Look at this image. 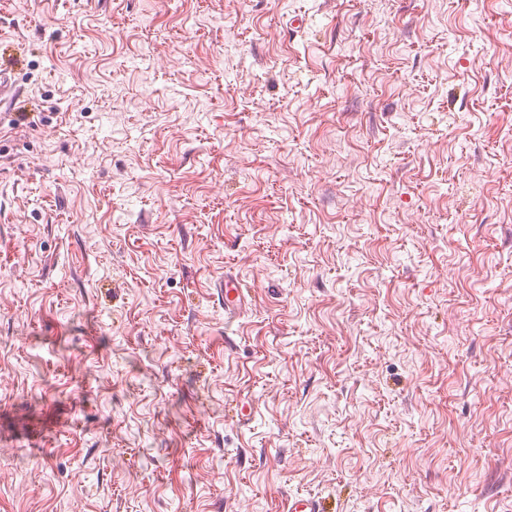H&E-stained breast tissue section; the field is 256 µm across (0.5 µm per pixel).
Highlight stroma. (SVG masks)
Masks as SVG:
<instances>
[{"label": "stroma", "mask_w": 512, "mask_h": 512, "mask_svg": "<svg viewBox=\"0 0 512 512\" xmlns=\"http://www.w3.org/2000/svg\"><path fill=\"white\" fill-rule=\"evenodd\" d=\"M0 69V512H512V0H0ZM243 293L240 284L234 278L224 279V315L236 314L241 309Z\"/></svg>", "instance_id": "35a3bbf8"}]
</instances>
